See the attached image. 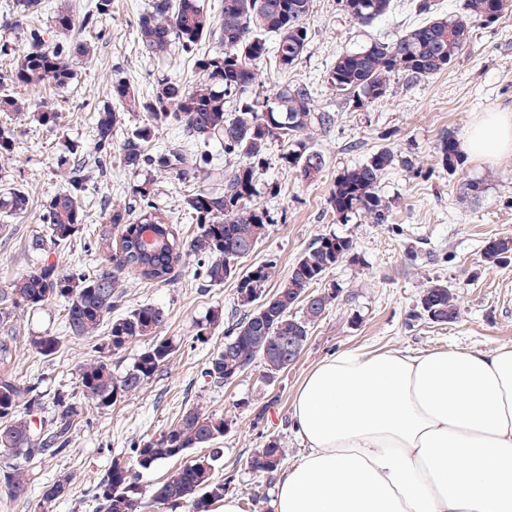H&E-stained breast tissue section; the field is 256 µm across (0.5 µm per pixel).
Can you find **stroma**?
I'll list each match as a JSON object with an SVG mask.
<instances>
[{"label":"stroma","mask_w":512,"mask_h":512,"mask_svg":"<svg viewBox=\"0 0 512 512\" xmlns=\"http://www.w3.org/2000/svg\"><path fill=\"white\" fill-rule=\"evenodd\" d=\"M148 0H112V15L90 25L84 37L94 47L90 61L77 62L76 77L68 88L32 86L25 95L32 103L62 112L61 127L49 131L25 118L14 119L16 149L0 174V182L27 189L34 201L61 186L54 174L56 159L75 146H87L91 116L102 105L107 82L121 78L142 88L163 75L191 74L193 60L175 61L142 54L137 44V23ZM412 0H392L389 14L362 26L343 14L336 0H313L305 20L310 39L299 64L281 71L266 63L260 68L257 91L272 95L281 87L310 82L317 111L331 112L335 122L316 129L312 143L326 158L317 181L296 180L282 166L280 144L266 154L264 177L279 182L277 198L261 197L272 219L254 252L242 268L274 261L276 278L267 284L275 292L295 259L316 238L335 233L352 239L354 256L339 264L322 282L336 287L338 297L311 326L307 345L295 364L275 380L264 379L262 361H255L237 380L226 385L209 383L203 371L224 346V336L242 318L234 281L222 287L206 286L197 258H187L177 277L165 285L124 280L122 307L154 304L166 309V335L181 343L169 365L134 396L112 407L85 409L64 454L35 462V484L50 481L58 472L72 474L70 494L53 512H95V486L106 474L114 455L129 452L141 438L173 423L190 405L223 415L224 459L215 477L225 494L235 496L241 512H271L275 474L251 471L247 460L269 437H277L284 464L294 463L306 451L292 421L295 392L309 370L325 356L343 350L432 351L479 348L492 351L512 347V263L486 264V241L512 238V155L497 161L465 157L455 175L440 168L436 148L445 132L463 136L472 119L491 109L512 111V14L490 27H478L456 63L431 80L392 83L384 99L354 107L332 94L325 77L337 56L373 42L389 43L422 23ZM382 147L412 158L414 166H394L381 181V191L394 199L386 224L353 220L336 222L328 205L337 176ZM212 175L200 181L160 178L154 185V204L171 217L180 237L196 227L185 209L188 195L200 189L216 190L224 182L229 160L219 146H211ZM85 185L86 218L61 255L64 268L89 269L97 256L96 242L105 226L104 201L126 202L140 175L125 171L118 156H111L105 171L90 168ZM483 184L480 197L468 195L463 185ZM37 215L11 225L0 234V289L7 288L27 269L30 235L41 231ZM454 286L461 309L457 322L437 325L419 316V295L429 279ZM224 312V322L206 341L193 337V324L213 307ZM63 332L57 306L21 312L0 322V335L12 333L16 361L11 367L21 381L36 384L43 395V416H51L58 395L76 391L77 367L92 355L95 339L65 338L53 360L43 359L29 345L32 335Z\"/></svg>","instance_id":"stroma-1"}]
</instances>
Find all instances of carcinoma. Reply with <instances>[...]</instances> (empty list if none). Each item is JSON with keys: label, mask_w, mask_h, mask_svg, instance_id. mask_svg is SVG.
Here are the masks:
<instances>
[{"label": "carcinoma", "mask_w": 512, "mask_h": 512, "mask_svg": "<svg viewBox=\"0 0 512 512\" xmlns=\"http://www.w3.org/2000/svg\"><path fill=\"white\" fill-rule=\"evenodd\" d=\"M313 0H224L223 9L212 14L202 0H149L139 17L138 41L156 57L195 53L194 75L185 79L166 75L147 91L122 79L110 82L109 100L94 116L93 134L86 153L101 164L102 153L119 148L123 169L136 174L153 173L132 189L143 201L113 205L106 217L109 227L99 235L98 266L91 272L65 270L51 259L59 247L72 241L81 230L85 214L81 194L86 177L84 162L63 157L57 176L66 187L42 203L39 220L42 232L31 236L27 250L32 255L28 270L0 292V321L15 311H36L57 303L63 311L66 335L77 338L97 335L108 324L106 335L94 354L78 366V395L57 396L50 424L37 427L33 417L42 407L37 387L21 383L5 371L0 374V499L15 502L27 498L31 488L32 463L42 456L66 452L74 427L87 407L105 409L138 392L178 351L170 337L162 336L168 315L152 304L114 314L122 295L123 276L133 274L148 284L166 285L188 256L207 261L204 279L210 287L237 282L240 305L246 316L225 336L224 348L212 356L204 376L216 385L240 377L256 359L264 364L265 378L273 380L288 369V341L307 344L309 331L336 299L334 287L317 289L332 270L353 251L352 239L324 234L293 263L288 276L268 296L265 286L275 277L276 263L268 261L245 271L241 259L250 254L270 223L268 211L254 203L265 195L276 198L281 184L260 179L271 144L284 147L281 160L301 182L322 176L324 155L311 144L310 131L334 122L329 112L314 108L311 90L305 84L286 86L271 97L253 92L258 69L273 61L278 69L294 68L307 50L308 30L304 20ZM392 0H336L339 10L361 25L385 17ZM416 12L430 19L406 31L391 43H372L358 51L339 55L327 74L329 89L362 105L385 98L391 82L403 76L409 82L428 81L450 68L470 41L475 25L486 27L512 13V0H463L461 11L440 17L433 14L432 0H416ZM41 12L40 0H16L12 12L0 19V30L25 31L27 46L7 78L8 89L0 93V112L9 117L28 113L38 125L52 129L62 114L48 106L34 109L10 89L30 84L67 87L76 72L74 61L89 58L90 44L75 37L93 21L112 13V0H90L81 21L67 8L53 11L50 29L64 41L48 42L34 26ZM216 41L213 49L202 43ZM144 113L138 126L128 125L131 115ZM171 126L197 147L212 143L237 164L224 174L219 192L202 189L186 199L196 232L181 240L169 218L149 200L154 178L210 177L205 158L195 161L182 149L155 146L158 128ZM14 129L0 124V167L15 152ZM439 165L450 175L463 165L456 137L447 132L437 146ZM400 160L391 148L383 147L363 161L344 169L336 177L329 204L339 223L365 218L387 224L392 200L382 195L380 184ZM3 218L24 221L32 212L29 193L13 186L0 194ZM484 261L498 265L512 260V238L489 240L482 252ZM302 307L298 313L295 308ZM421 315L432 323L448 324L459 319L458 298L448 284L428 281L419 298ZM224 322L223 310L215 307L194 323V337H206ZM135 342L144 343L131 364L120 374L112 372L110 358ZM63 345V337L45 331L30 338V346L44 359L52 360ZM224 416L207 413L197 406L183 411L176 423L151 437H144L132 455L112 457L105 476L96 486V512H142L148 507L139 475L158 463L180 458L192 448L207 453L185 462L169 479L158 485L153 501L172 509L211 512L224 499V483L214 473L224 458ZM283 460L280 442L271 437L248 460L256 473L276 471ZM72 476L61 472L42 487L37 506L49 512L68 496Z\"/></svg>", "instance_id": "carcinoma-1"}]
</instances>
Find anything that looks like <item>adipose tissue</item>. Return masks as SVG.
<instances>
[{"label": "adipose tissue", "instance_id": "ef3b65f1", "mask_svg": "<svg viewBox=\"0 0 512 512\" xmlns=\"http://www.w3.org/2000/svg\"><path fill=\"white\" fill-rule=\"evenodd\" d=\"M512 155V113L486 112L461 140ZM308 450L284 469L272 512H512V348L341 350L299 384Z\"/></svg>", "mask_w": 512, "mask_h": 512}]
</instances>
